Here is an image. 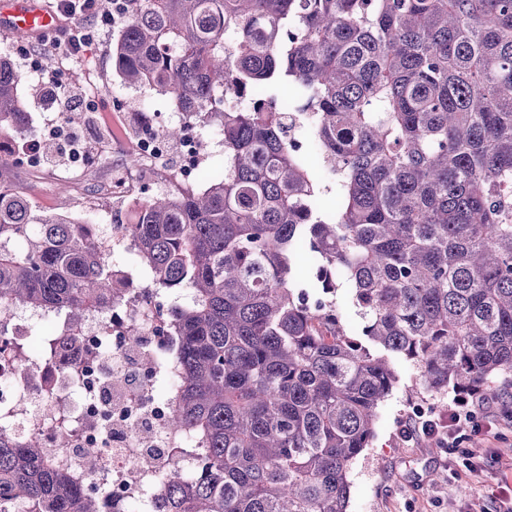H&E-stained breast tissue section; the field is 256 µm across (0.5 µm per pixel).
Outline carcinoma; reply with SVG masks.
I'll use <instances>...</instances> for the list:
<instances>
[{"mask_svg": "<svg viewBox=\"0 0 512 512\" xmlns=\"http://www.w3.org/2000/svg\"><path fill=\"white\" fill-rule=\"evenodd\" d=\"M112 58L127 84L224 137L205 189L137 203L124 227L179 337L171 430L202 446L195 474L162 476L155 512H347L351 464L396 383L390 354L429 392L499 395L512 378V0H130ZM24 80L0 56L1 166L27 117ZM231 85L262 106L217 110ZM308 119L330 187L291 141ZM124 288L88 224L0 184V316L77 323ZM329 288L347 289L360 334ZM101 498L37 438L0 435V512H101Z\"/></svg>", "mask_w": 512, "mask_h": 512, "instance_id": "cac0c4a2", "label": "carcinoma"}]
</instances>
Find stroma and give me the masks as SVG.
Listing matches in <instances>:
<instances>
[{"instance_id":"stroma-1","label":"stroma","mask_w":512,"mask_h":512,"mask_svg":"<svg viewBox=\"0 0 512 512\" xmlns=\"http://www.w3.org/2000/svg\"><path fill=\"white\" fill-rule=\"evenodd\" d=\"M113 35V28L100 30L88 51L69 58L56 43L57 33L19 37L0 32V54L27 74L19 93L34 125L50 124L57 118L42 100L44 84L52 74H59L66 85L85 88L92 104L91 111L82 113L77 122L88 154L95 159L90 176L82 182L57 179L53 169L32 160L17 158L0 169V181L27 196L42 215L67 214L96 224H125L133 201L170 189L172 179L180 175V149L171 146L161 161L168 180L143 177L131 199L101 193L113 173L132 165L142 129H162L178 120L169 96L128 87L117 76L112 64ZM24 46L40 53L41 69L29 67L20 52ZM106 145L112 153L107 161H98L97 154ZM394 368L397 381L378 411L375 437L350 468L348 512H502L500 488L512 486V419L494 417L489 428L466 432L462 445L473 450L468 462L438 438L407 437L404 427L419 413L447 424L455 395L427 392L417 369L403 359H395Z\"/></svg>"}]
</instances>
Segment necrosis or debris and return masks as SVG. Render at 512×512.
I'll return each instance as SVG.
<instances>
[{"label": "necrosis or debris", "mask_w": 512, "mask_h": 512, "mask_svg": "<svg viewBox=\"0 0 512 512\" xmlns=\"http://www.w3.org/2000/svg\"><path fill=\"white\" fill-rule=\"evenodd\" d=\"M166 146L155 128L143 129L135 164L114 176L107 195L129 196ZM134 326L140 330L136 339L130 336ZM173 344L147 289L130 288L121 305L59 327L51 358L0 351V404L14 411L10 438L38 437L56 466L72 471L87 488L105 489L103 512H142L159 470L175 463L190 473L198 464L180 455L182 439L168 426L174 390L161 395L154 388ZM76 368L82 372L77 381Z\"/></svg>", "instance_id": "obj_1"}]
</instances>
